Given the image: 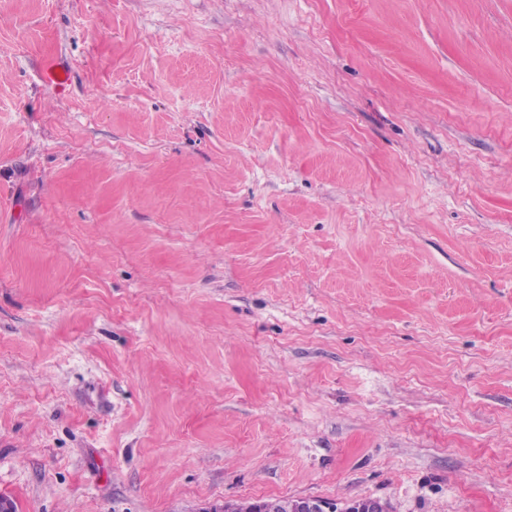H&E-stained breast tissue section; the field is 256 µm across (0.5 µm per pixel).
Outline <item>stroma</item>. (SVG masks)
I'll return each instance as SVG.
<instances>
[{"label":"stroma","instance_id":"obj_1","mask_svg":"<svg viewBox=\"0 0 512 512\" xmlns=\"http://www.w3.org/2000/svg\"><path fill=\"white\" fill-rule=\"evenodd\" d=\"M0 492L512 512V0H0ZM387 505L379 499L360 498L345 502L342 507L327 500L301 497L288 503L287 512H388Z\"/></svg>","mask_w":512,"mask_h":512}]
</instances>
